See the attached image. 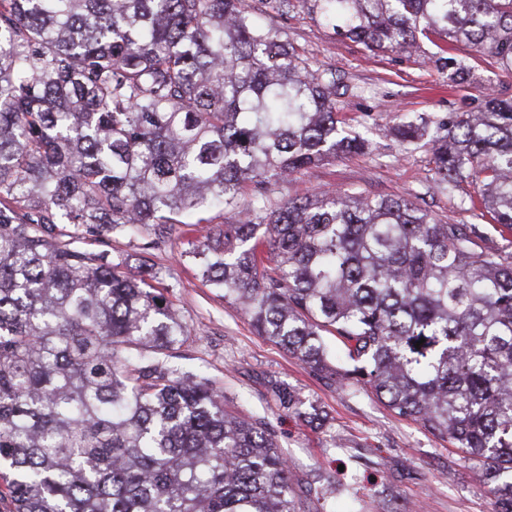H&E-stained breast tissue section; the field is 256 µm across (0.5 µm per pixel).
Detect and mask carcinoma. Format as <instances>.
Returning a JSON list of instances; mask_svg holds the SVG:
<instances>
[{
	"mask_svg": "<svg viewBox=\"0 0 512 512\" xmlns=\"http://www.w3.org/2000/svg\"><path fill=\"white\" fill-rule=\"evenodd\" d=\"M269 2L371 51L425 38L456 79L458 42L512 74V0ZM335 86L244 0H0V512H301L268 426L172 362L189 334L158 272L107 250L201 224L183 256L259 335L452 441L512 512V255L405 197L271 198L366 148ZM431 142L438 182L479 185L512 229V98L484 95Z\"/></svg>",
	"mask_w": 512,
	"mask_h": 512,
	"instance_id": "cac0c4a2",
	"label": "carcinoma"
}]
</instances>
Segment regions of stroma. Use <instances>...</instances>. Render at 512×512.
I'll return each instance as SVG.
<instances>
[{
	"label": "stroma",
	"mask_w": 512,
	"mask_h": 512,
	"mask_svg": "<svg viewBox=\"0 0 512 512\" xmlns=\"http://www.w3.org/2000/svg\"><path fill=\"white\" fill-rule=\"evenodd\" d=\"M246 5L281 41L295 46L312 69L334 74L340 119L369 143L364 154L332 158L278 181L274 200L336 190L402 196L435 217L475 225L489 246L512 254V230L471 211L476 185L443 188L432 171L430 148L403 145L393 135L403 122L423 117L436 122L471 111L489 92L512 97V77L460 44L453 55L472 76L453 83L433 62L436 48L429 41L413 53L373 52L336 35L308 9L298 7L281 17L263 0H246ZM186 247L183 237L161 249L147 247L142 236L110 243L113 254L128 257L132 270L160 271L190 333L180 364L215 381L241 414L268 424L305 512H494L477 468L457 448L399 417L365 389L328 383L258 336L247 316L205 286L195 266L182 259ZM277 384L318 408L322 419L283 412L273 393Z\"/></svg>",
	"instance_id": "1"
}]
</instances>
